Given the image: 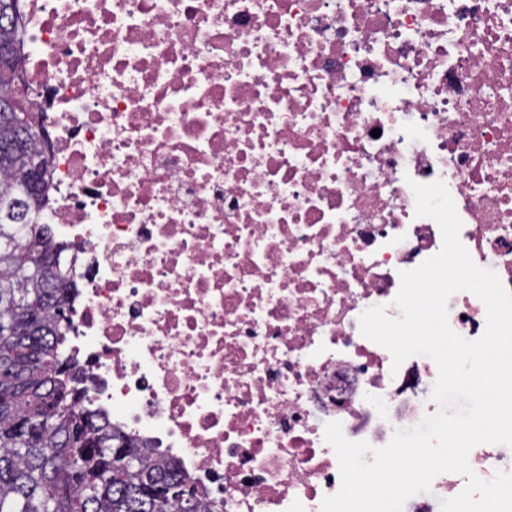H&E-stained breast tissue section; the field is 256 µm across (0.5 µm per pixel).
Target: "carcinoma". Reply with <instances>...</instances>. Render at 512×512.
<instances>
[{"label": "carcinoma", "instance_id": "1", "mask_svg": "<svg viewBox=\"0 0 512 512\" xmlns=\"http://www.w3.org/2000/svg\"><path fill=\"white\" fill-rule=\"evenodd\" d=\"M22 36L20 0H0V512H224L166 453L74 411L87 389L62 353L67 272L46 274L51 155L28 111Z\"/></svg>", "mask_w": 512, "mask_h": 512}]
</instances>
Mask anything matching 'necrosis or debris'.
<instances>
[{"mask_svg": "<svg viewBox=\"0 0 512 512\" xmlns=\"http://www.w3.org/2000/svg\"><path fill=\"white\" fill-rule=\"evenodd\" d=\"M24 78L53 153L41 213L72 270L64 354L86 406L149 441L224 512H322L324 428L381 447L436 412L400 274L442 234L512 291V0H25ZM451 328L479 338L474 294ZM481 479L512 474L496 444Z\"/></svg>", "mask_w": 512, "mask_h": 512, "instance_id": "1", "label": "necrosis or debris"}]
</instances>
